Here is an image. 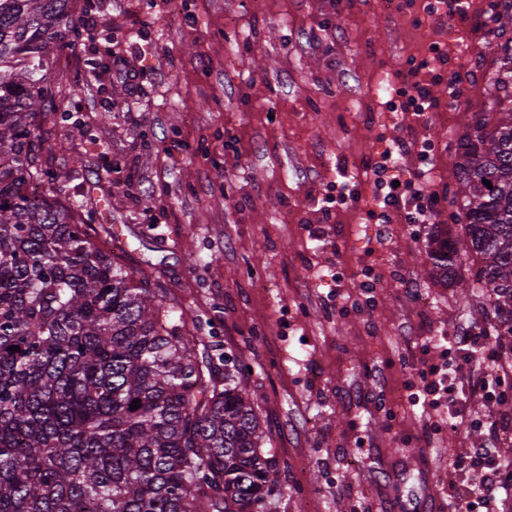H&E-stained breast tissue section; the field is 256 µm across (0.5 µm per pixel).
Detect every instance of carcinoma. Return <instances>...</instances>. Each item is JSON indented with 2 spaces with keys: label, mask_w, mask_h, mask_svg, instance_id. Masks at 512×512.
I'll return each mask as SVG.
<instances>
[{
  "label": "carcinoma",
  "mask_w": 512,
  "mask_h": 512,
  "mask_svg": "<svg viewBox=\"0 0 512 512\" xmlns=\"http://www.w3.org/2000/svg\"><path fill=\"white\" fill-rule=\"evenodd\" d=\"M74 32V0H0V512H261L275 469L244 377L39 162ZM496 54L495 96L455 149L462 233L433 225L425 252L443 284L468 265L472 296L495 293L511 352V37Z\"/></svg>",
  "instance_id": "obj_1"
}]
</instances>
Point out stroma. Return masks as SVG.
Here are the masks:
<instances>
[{
    "instance_id": "1",
    "label": "stroma",
    "mask_w": 512,
    "mask_h": 512,
    "mask_svg": "<svg viewBox=\"0 0 512 512\" xmlns=\"http://www.w3.org/2000/svg\"><path fill=\"white\" fill-rule=\"evenodd\" d=\"M183 2L77 0L75 45L51 71L45 167L106 228L102 243L121 233L112 251L134 277L161 283L188 327L249 367L277 472L265 512H440L449 461L483 443L485 423L512 460V398L468 397L476 426L459 432L422 404L391 407L423 344L487 316L482 299L419 275L425 240L402 212L385 232L373 165L399 147L404 174L439 194L437 223H454L456 141L492 93L490 0L452 19L436 0ZM128 40L144 71L122 112L109 63ZM412 67L431 91L421 119L379 91ZM450 76L464 102L449 124Z\"/></svg>"
}]
</instances>
